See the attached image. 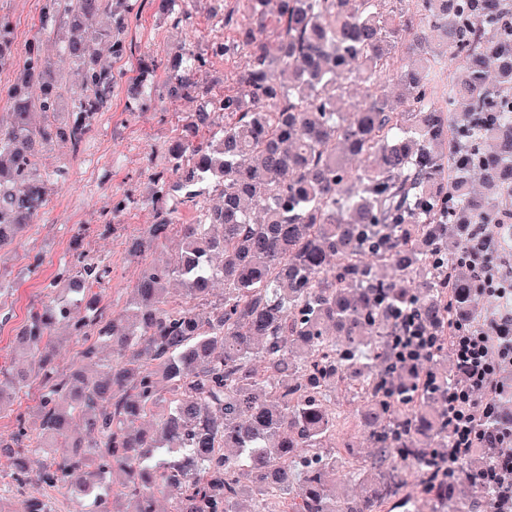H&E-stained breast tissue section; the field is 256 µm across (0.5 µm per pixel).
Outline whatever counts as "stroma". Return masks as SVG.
<instances>
[{
    "instance_id": "35a3bbf8",
    "label": "stroma",
    "mask_w": 512,
    "mask_h": 512,
    "mask_svg": "<svg viewBox=\"0 0 512 512\" xmlns=\"http://www.w3.org/2000/svg\"><path fill=\"white\" fill-rule=\"evenodd\" d=\"M45 0H0V14L14 23L15 47L24 52L36 36ZM214 0H175L172 9H189L190 22L173 24L170 14L159 12L151 0H134V11L124 39L134 55L113 59L109 47H102L103 61L122 74L112 93L110 111L98 113L89 136L80 147L60 143L45 153L42 169L57 177L49 192L45 214L29 224L14 244L0 252L10 271V287L0 290V366L8 362L17 333L31 310L53 300H69L67 287L78 269L77 252L105 259L112 273L102 291L101 305L109 316L123 312L132 296L141 268L166 264L178 248V236L160 242L142 256H132L127 240L152 223L150 198L152 176L167 170L166 149L175 135L179 119L197 109L200 102L234 89V78L244 65L240 55L208 56L198 73L199 92L192 99H174L154 94L141 108H130L129 89L136 72L134 58L140 54L168 57L180 47L210 46L218 40H232L233 33L215 26L211 17ZM115 230L104 233V225ZM43 387L32 382L16 392L12 401L0 406V440L14 437L18 419L33 414L42 399ZM330 407L338 420L339 433L347 434L350 448H337L346 468L370 460L374 451L357 411L360 403L350 382L337 384ZM29 448L22 454L25 473L0 478V506L5 512H28L31 501L44 503L47 512H112L110 488L83 502L74 501L66 485L82 478V470L70 471L66 484L48 486L38 480L50 460L32 446L36 433H29Z\"/></svg>"
}]
</instances>
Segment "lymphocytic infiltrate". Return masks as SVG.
<instances>
[{
  "mask_svg": "<svg viewBox=\"0 0 512 512\" xmlns=\"http://www.w3.org/2000/svg\"><path fill=\"white\" fill-rule=\"evenodd\" d=\"M467 250L484 278L480 296L494 299L496 307L473 310L449 339L464 376L448 382V427L455 440L448 472L456 474L473 448L491 440L495 461L477 479L491 493L492 512H512V419L501 410L512 401V386L502 379L503 371L512 369V254H499L487 233L470 237Z\"/></svg>",
  "mask_w": 512,
  "mask_h": 512,
  "instance_id": "lymphocytic-infiltrate-1",
  "label": "lymphocytic infiltrate"
}]
</instances>
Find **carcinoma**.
Masks as SVG:
<instances>
[{"instance_id": "carcinoma-1", "label": "carcinoma", "mask_w": 512, "mask_h": 512, "mask_svg": "<svg viewBox=\"0 0 512 512\" xmlns=\"http://www.w3.org/2000/svg\"><path fill=\"white\" fill-rule=\"evenodd\" d=\"M386 0H236L239 9L213 11L215 25L232 27V41L212 45L243 55L237 92L224 95L221 119L205 101L178 125L168 149L170 182L153 179L154 222L128 242L141 254L176 232L173 262L142 269L133 302L119 318L98 310L75 326L83 338L79 364L58 370L51 332L69 318L64 305L32 311L17 336L31 371L0 368L5 386L36 375L47 389L34 425L44 448L61 450L39 480L70 484L78 502L112 469V501L130 498L132 512H157L154 488L180 489L172 512H382L400 494L387 476L414 466L429 512H481L487 489L448 505V474L435 456L448 453V330L470 316L482 287L461 259L475 226H501L500 247L512 242V0H419L420 23L383 9ZM129 0H46L41 30H54L59 52L82 71L69 91L66 122H35L34 112H57L62 77L51 57L30 42L22 64L14 27L0 15V70L19 66L7 90L13 111L0 124V250L44 211L51 178L38 156L55 142L79 145L95 114L110 109L117 76L101 63L96 42L109 40L112 57L127 53ZM110 30L92 32L101 13ZM277 33V58L262 35ZM406 50L393 99L364 95L345 108L346 89L370 86L392 52ZM465 75L448 86L446 112L428 85L447 56ZM205 57L183 48L169 63L137 59L131 92L153 95L152 75L166 71L172 98L197 93ZM38 97L31 99L30 89ZM351 159L364 161L348 167ZM220 190L206 208L201 186ZM182 208L191 224H176ZM82 270L69 283L91 309L110 267L79 254ZM224 296L208 299L214 278ZM185 287L175 299L173 280ZM205 307V311L198 307ZM413 313L434 337L428 353L411 360L378 349L394 322ZM112 344L120 359L89 375ZM261 358L263 369L254 366ZM160 431L134 428L163 397ZM352 380L362 390V420L375 456L346 474L361 494L337 491L336 457L322 453L336 437L330 388ZM94 434L70 442L73 426ZM491 454L476 448L469 469L486 468ZM24 469L20 453L0 440V468Z\"/></svg>"}]
</instances>
